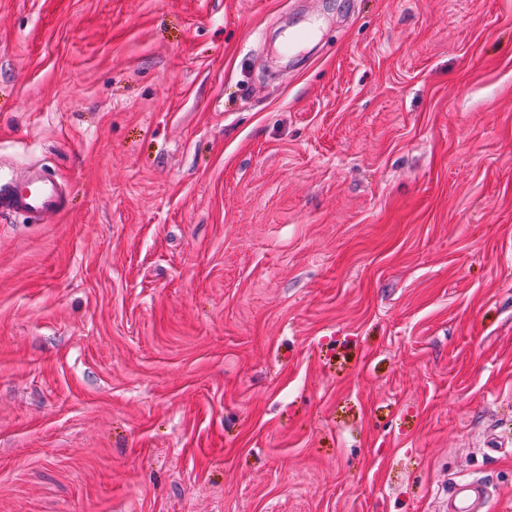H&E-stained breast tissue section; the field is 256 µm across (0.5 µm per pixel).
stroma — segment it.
Wrapping results in <instances>:
<instances>
[{
    "label": "stroma",
    "mask_w": 512,
    "mask_h": 512,
    "mask_svg": "<svg viewBox=\"0 0 512 512\" xmlns=\"http://www.w3.org/2000/svg\"><path fill=\"white\" fill-rule=\"evenodd\" d=\"M0 512H512V0H0ZM65 205L64 193L55 181L37 175L18 179L0 166V215L40 219L49 213H59ZM487 493L486 486L480 480L464 484H451L448 489V512H481L477 509Z\"/></svg>",
    "instance_id": "stroma-1"
}]
</instances>
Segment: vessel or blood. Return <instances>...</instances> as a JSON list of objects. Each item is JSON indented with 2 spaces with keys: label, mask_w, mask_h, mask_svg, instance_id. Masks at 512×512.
Listing matches in <instances>:
<instances>
[{
  "label": "vessel or blood",
  "mask_w": 512,
  "mask_h": 512,
  "mask_svg": "<svg viewBox=\"0 0 512 512\" xmlns=\"http://www.w3.org/2000/svg\"><path fill=\"white\" fill-rule=\"evenodd\" d=\"M66 200L53 180L37 175L25 179L0 170V215L16 214L40 218L64 209ZM487 493L483 482L473 480L448 489V512H478Z\"/></svg>",
  "instance_id": "b4317fda"
}]
</instances>
